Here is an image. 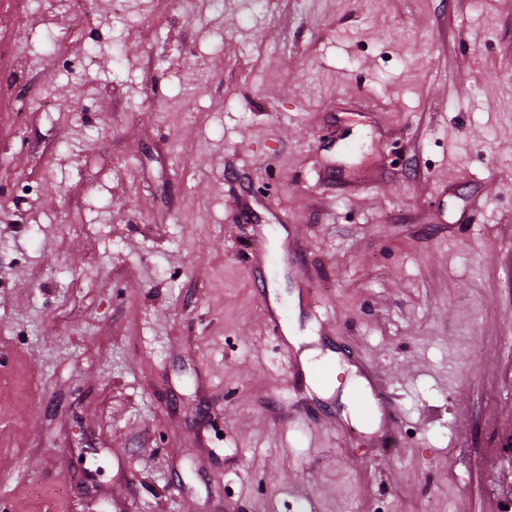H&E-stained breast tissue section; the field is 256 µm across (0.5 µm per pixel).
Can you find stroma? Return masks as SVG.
Returning a JSON list of instances; mask_svg holds the SVG:
<instances>
[{"label": "stroma", "mask_w": 512, "mask_h": 512, "mask_svg": "<svg viewBox=\"0 0 512 512\" xmlns=\"http://www.w3.org/2000/svg\"><path fill=\"white\" fill-rule=\"evenodd\" d=\"M0 53L10 512H512V0H0Z\"/></svg>", "instance_id": "1"}]
</instances>
